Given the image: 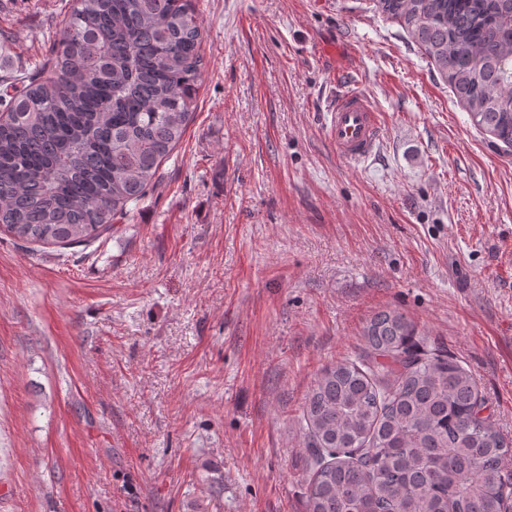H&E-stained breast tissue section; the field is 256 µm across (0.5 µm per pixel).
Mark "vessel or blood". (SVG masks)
<instances>
[{"instance_id": "obj_1", "label": "vessel or blood", "mask_w": 512, "mask_h": 512, "mask_svg": "<svg viewBox=\"0 0 512 512\" xmlns=\"http://www.w3.org/2000/svg\"><path fill=\"white\" fill-rule=\"evenodd\" d=\"M380 114L361 88L340 87L330 108L326 126L337 156L348 163L369 158L379 139Z\"/></svg>"}]
</instances>
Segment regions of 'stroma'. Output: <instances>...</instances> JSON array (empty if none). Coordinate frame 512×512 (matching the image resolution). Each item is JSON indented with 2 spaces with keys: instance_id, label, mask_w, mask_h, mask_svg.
Returning <instances> with one entry per match:
<instances>
[{
  "instance_id": "1",
  "label": "stroma",
  "mask_w": 512,
  "mask_h": 512,
  "mask_svg": "<svg viewBox=\"0 0 512 512\" xmlns=\"http://www.w3.org/2000/svg\"><path fill=\"white\" fill-rule=\"evenodd\" d=\"M74 0H0L12 68ZM206 67L155 187L86 246L0 231V512H306L300 416L375 313L512 439V153L375 0H194ZM358 78L383 129L338 159ZM380 131V114L359 86L336 89L326 133L340 159L360 163L369 158Z\"/></svg>"
}]
</instances>
